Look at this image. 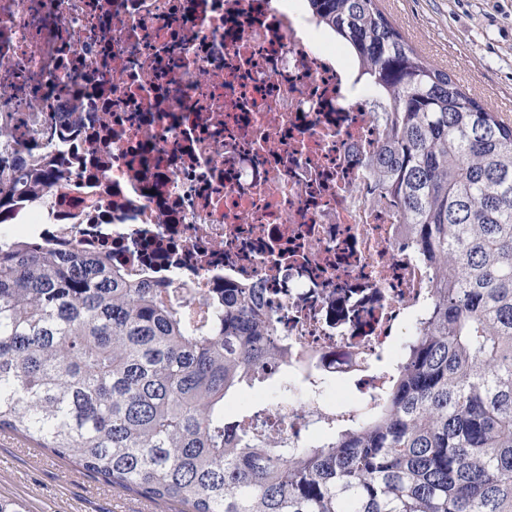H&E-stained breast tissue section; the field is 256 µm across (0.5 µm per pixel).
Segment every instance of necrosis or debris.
I'll list each match as a JSON object with an SVG mask.
<instances>
[{"label":"necrosis or debris","mask_w":512,"mask_h":512,"mask_svg":"<svg viewBox=\"0 0 512 512\" xmlns=\"http://www.w3.org/2000/svg\"><path fill=\"white\" fill-rule=\"evenodd\" d=\"M359 73L308 0H0V151L32 178L0 233L111 253L197 313L218 285L265 288L288 370L253 406L289 446L319 441L376 406L377 357L433 299L360 164L387 102Z\"/></svg>","instance_id":"obj_1"}]
</instances>
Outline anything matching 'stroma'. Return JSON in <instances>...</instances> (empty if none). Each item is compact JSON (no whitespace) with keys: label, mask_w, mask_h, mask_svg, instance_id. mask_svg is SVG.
<instances>
[{"label":"stroma","mask_w":512,"mask_h":512,"mask_svg":"<svg viewBox=\"0 0 512 512\" xmlns=\"http://www.w3.org/2000/svg\"><path fill=\"white\" fill-rule=\"evenodd\" d=\"M418 53L491 108L512 102V0H379ZM0 497L26 512H178L112 489L60 457L0 430Z\"/></svg>","instance_id":"35a3bbf8"}]
</instances>
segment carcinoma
I'll return each instance as SVG.
<instances>
[{
    "label": "carcinoma",
    "mask_w": 512,
    "mask_h": 512,
    "mask_svg": "<svg viewBox=\"0 0 512 512\" xmlns=\"http://www.w3.org/2000/svg\"><path fill=\"white\" fill-rule=\"evenodd\" d=\"M391 100L363 160L434 298L370 414L290 448L224 412L288 366L261 288L132 283L109 254L0 241V430L185 512H512V124L419 55L378 0H309ZM25 193L18 161L0 155Z\"/></svg>",
    "instance_id": "1"
}]
</instances>
